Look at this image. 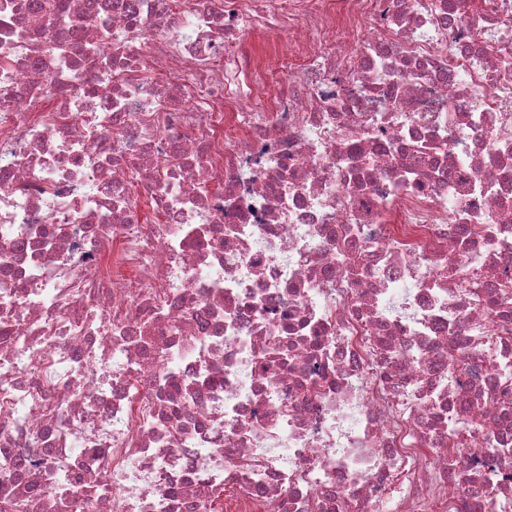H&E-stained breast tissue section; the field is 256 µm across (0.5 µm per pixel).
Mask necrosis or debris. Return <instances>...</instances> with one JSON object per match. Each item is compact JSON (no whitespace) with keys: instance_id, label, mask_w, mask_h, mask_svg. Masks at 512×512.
Masks as SVG:
<instances>
[{"instance_id":"4bbe7bcc","label":"necrosis or debris","mask_w":512,"mask_h":512,"mask_svg":"<svg viewBox=\"0 0 512 512\" xmlns=\"http://www.w3.org/2000/svg\"><path fill=\"white\" fill-rule=\"evenodd\" d=\"M64 5L0 0V512H512V0Z\"/></svg>"}]
</instances>
